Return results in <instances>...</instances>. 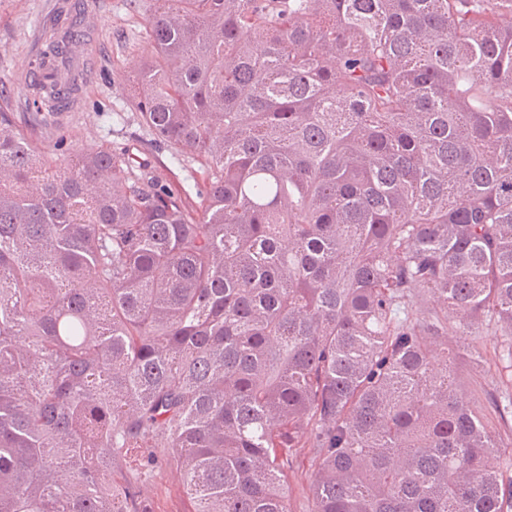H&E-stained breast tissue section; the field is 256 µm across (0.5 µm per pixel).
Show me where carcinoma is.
<instances>
[{
	"instance_id": "cac0c4a2",
	"label": "carcinoma",
	"mask_w": 512,
	"mask_h": 512,
	"mask_svg": "<svg viewBox=\"0 0 512 512\" xmlns=\"http://www.w3.org/2000/svg\"><path fill=\"white\" fill-rule=\"evenodd\" d=\"M131 2L132 106L207 188L49 141L81 3L42 30L28 130L0 90V512H151L166 461L192 512H290L306 446L313 512H512V0ZM488 334L465 400L448 337ZM312 448H293L285 469L291 512H312L313 501L309 486L318 467Z\"/></svg>"
}]
</instances>
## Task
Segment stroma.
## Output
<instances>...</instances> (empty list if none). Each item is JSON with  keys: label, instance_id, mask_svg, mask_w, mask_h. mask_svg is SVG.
Here are the masks:
<instances>
[{"label": "stroma", "instance_id": "obj_1", "mask_svg": "<svg viewBox=\"0 0 512 512\" xmlns=\"http://www.w3.org/2000/svg\"><path fill=\"white\" fill-rule=\"evenodd\" d=\"M62 3L0 0V79L16 96H24L29 69L42 49L40 27ZM88 4V57L75 70L77 90L70 104L56 117L69 136L67 146L73 154L97 143L118 149L144 133L127 95L129 81L150 51L140 35L141 21L131 16L127 0H88ZM317 467L312 449H292L285 470L291 512H311L309 486ZM144 494L152 512H190L182 472L175 463L158 468Z\"/></svg>", "mask_w": 512, "mask_h": 512}]
</instances>
